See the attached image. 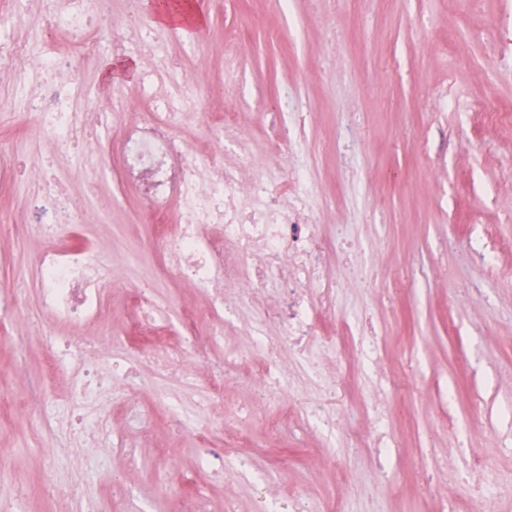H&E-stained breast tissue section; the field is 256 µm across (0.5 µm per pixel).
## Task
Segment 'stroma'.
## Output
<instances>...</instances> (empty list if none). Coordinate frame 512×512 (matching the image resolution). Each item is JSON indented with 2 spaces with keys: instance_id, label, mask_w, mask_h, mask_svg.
<instances>
[{
  "instance_id": "35a3bbf8",
  "label": "stroma",
  "mask_w": 512,
  "mask_h": 512,
  "mask_svg": "<svg viewBox=\"0 0 512 512\" xmlns=\"http://www.w3.org/2000/svg\"><path fill=\"white\" fill-rule=\"evenodd\" d=\"M208 38L203 54L195 37L176 31L170 50L191 80L214 85L215 105L242 116L250 163L249 182L288 152V137L274 123L282 91L289 111L306 119L318 194L313 218L324 226L348 225L353 259L362 278L353 281L344 257L325 253L330 271L346 280L338 320L321 319L337 336L336 352L322 360L336 380L333 412L340 430L330 434L293 414L280 432L268 430L272 409L257 364L225 362V349L245 354L248 311L230 319L224 346L205 361L188 359L201 389L222 383L224 396L205 413L170 409L178 390L138 373L153 410L147 427L126 403L107 402L112 432L129 456L114 475L96 471L97 446L77 443L60 428L74 396L73 376L57 367L40 321L33 317V259L45 243L31 224L39 206L33 182L0 183V448L9 468L0 473V499L22 494L25 512H72L70 498H49L45 479L82 480L99 512H178L184 499L201 496L203 512H256V483L269 492L292 487L321 510L339 499L345 512H469L468 473L484 464L489 479L512 474V285L501 278L512 266V123H493L491 106L512 112V0H481L464 17L449 0H376L354 14L349 0H199ZM92 14L153 27L148 0H94ZM374 50L359 51L362 38ZM239 47L237 84L216 85L224 72V45ZM52 50L69 55L58 85L75 88L86 124H95L114 93L133 94L136 80L111 78L113 55L90 66L72 57L62 40ZM266 108L252 109L255 91ZM12 114L0 121V147L16 150L27 168L53 165L71 207L86 214L73 244L94 246L112 265L107 322L84 326L87 336H127L134 325L132 293L150 281L174 319L203 308L198 290L179 280L157 253L153 224L141 222L134 186L118 190L109 174L91 164L101 142L63 155L38 131L12 88H0ZM407 284L387 294L383 283ZM359 314L380 342L386 388L367 399L356 352ZM43 382L42 408L30 415L24 379ZM389 409L386 433L393 443L386 464L357 439L373 430L371 402ZM247 406L253 426L225 455L245 465L248 479L209 483L197 469L199 449L222 446L216 413ZM198 417L193 434L179 423Z\"/></svg>"
}]
</instances>
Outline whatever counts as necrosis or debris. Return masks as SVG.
Masks as SVG:
<instances>
[{
    "label": "necrosis or debris",
    "instance_id": "4bbe7bcc",
    "mask_svg": "<svg viewBox=\"0 0 512 512\" xmlns=\"http://www.w3.org/2000/svg\"><path fill=\"white\" fill-rule=\"evenodd\" d=\"M89 0H43L39 25L62 35L84 63H94L102 52H129L152 59L138 86L140 120L133 125H113L111 150L95 157L99 170H116L119 185L135 184L146 221H154L170 206H178L179 219L161 238L162 255L174 259L175 269L194 288L208 297L209 327L184 347L155 336L138 349L151 372L165 380L185 373L187 358L205 359L224 342V324L230 310L227 288L236 300L253 303L256 290L278 297L277 306L266 309L262 320L248 327L251 353L276 384H288L280 369L283 356L298 360L304 375L321 382L323 392L335 391L323 381L318 354L336 350L335 337L319 330L318 319L336 313L341 282L328 270L323 255L328 247L351 250L348 227L336 225L324 235L311 220L310 200L316 191L310 157L303 145H293L287 164H277L242 184L237 167L226 165L224 152L236 147L247 152L239 133L236 113L214 112L208 122L211 150L194 154L182 134L191 111L202 110L208 101L204 89L193 85L169 50L168 37L143 31L129 23L124 32L106 26L103 34L91 31ZM12 18L0 17V74H11L18 96L31 101L30 115L43 134L65 150L75 149L101 130L81 123L70 100L57 86L55 77L63 66L58 53L38 49L32 38H17ZM36 61L38 81L27 83L18 73V61ZM168 76L173 91L156 92L159 75ZM41 195L53 203V211L37 214L35 222L50 240L37 257L39 318L50 326H82L98 323L107 315V288L112 272L92 246L75 247L65 239L80 212L63 207L67 191L52 167L37 177ZM275 321L277 336L268 335L266 321ZM50 348L60 366L78 374L70 425L74 431L104 429L107 418L90 421L85 413L97 403L104 388L125 395L133 410H140L136 394L137 371L128 367L127 343L104 349L101 339L86 336H53ZM109 361L122 373L120 384L106 385L99 372L101 361Z\"/></svg>",
    "mask_w": 512,
    "mask_h": 512
}]
</instances>
